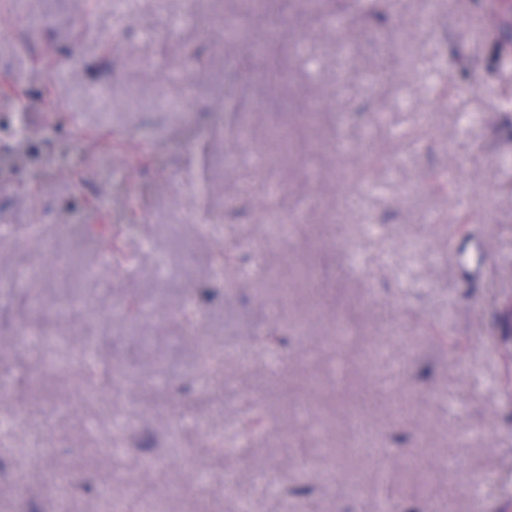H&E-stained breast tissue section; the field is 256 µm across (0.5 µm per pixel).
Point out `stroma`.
Masks as SVG:
<instances>
[{
    "label": "stroma",
    "mask_w": 512,
    "mask_h": 512,
    "mask_svg": "<svg viewBox=\"0 0 512 512\" xmlns=\"http://www.w3.org/2000/svg\"><path fill=\"white\" fill-rule=\"evenodd\" d=\"M368 4L327 0L324 12L347 17L339 32L292 0L274 12L282 35L259 60L244 38L262 35L266 22L246 0H124L116 12L94 10L91 0H29L59 57L50 64L34 63L18 46L24 32L11 12L0 14V148L16 143V98L2 83L18 80L37 105L14 179L0 185V282L43 270L32 289L12 292L0 322L30 319L26 298L36 293L49 331L87 329L103 364L132 369L124 379L99 377L105 401L92 411L71 396L86 376L79 347L0 342V378L12 383L0 393V421L13 425L0 442L13 472L0 480V497L47 494L28 474L48 463L73 477L91 467L122 512H143L146 498L166 512L205 503L238 512L243 502L248 512H282L278 491L305 476L313 445L310 419L288 415L276 398L283 391L330 415L336 450L323 494L294 512H355L349 481L380 469L392 478L389 493L412 491L399 452L352 453L344 410L357 403L381 426L402 409L404 429L420 434L431 457L455 458L456 470L437 478L454 512H512V337L498 326L512 310V46L491 49V15L505 7L440 0L424 27V0H387L381 40L363 12ZM223 14L242 38H224ZM405 35L417 52L411 65L386 48V38ZM195 48L204 58L191 67L185 53ZM381 67L383 84L372 80ZM97 86L106 95L94 94ZM318 97L327 111L306 116ZM172 102L185 112L170 111ZM426 110L432 118L415 128V113ZM76 115L92 136L77 132ZM274 119L288 129L287 147L267 136ZM101 127L114 136H95ZM419 180L423 188L407 195ZM94 222L136 225L116 242L139 259L121 277L101 263L88 287L98 318L88 324L64 304L83 280L80 228ZM274 222L295 231L259 249ZM55 251L70 255L68 268L52 265ZM263 274V294L247 298L244 288ZM202 282L223 297L189 328L172 311ZM146 299L161 316L133 328L128 308ZM268 313L304 322L292 356L252 339ZM338 323L352 325L353 337L334 349L328 338ZM192 332L207 338V360L189 344ZM410 336L421 337L417 349ZM379 339L387 345L378 381L361 360ZM50 355L61 362L55 383L68 391L53 403L25 385ZM421 371L447 388L445 404H406L404 386ZM313 374L320 386L309 383ZM189 380L214 401L189 407L169 392ZM255 402L288 426L272 428L242 461L246 476L223 490L206 477L218 467L213 445ZM128 418L148 419L175 442L146 481L127 446ZM475 474L486 478L481 487Z\"/></svg>",
    "instance_id": "stroma-1"
}]
</instances>
